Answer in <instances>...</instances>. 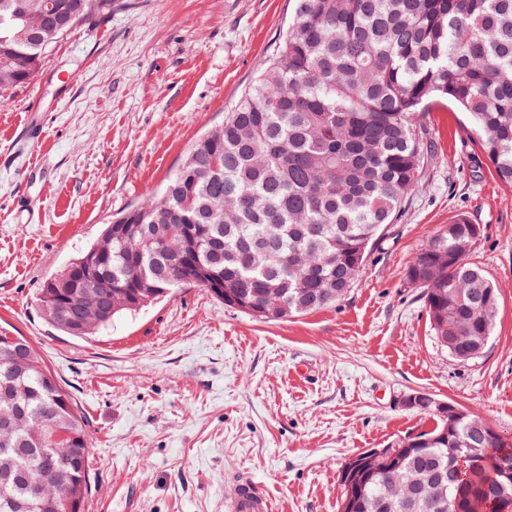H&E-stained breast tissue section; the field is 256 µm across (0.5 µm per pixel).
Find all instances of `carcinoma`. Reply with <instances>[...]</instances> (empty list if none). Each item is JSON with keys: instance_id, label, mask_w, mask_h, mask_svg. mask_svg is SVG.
Segmentation results:
<instances>
[{"instance_id": "cac0c4a2", "label": "carcinoma", "mask_w": 512, "mask_h": 512, "mask_svg": "<svg viewBox=\"0 0 512 512\" xmlns=\"http://www.w3.org/2000/svg\"><path fill=\"white\" fill-rule=\"evenodd\" d=\"M112 12V0H0V92L33 80L76 25ZM467 114L499 179L512 185V0H293L277 56L191 146L159 194L112 217L110 251L90 267L89 247L51 281L36 304L75 337L95 334L178 288L198 286L224 305L281 296L274 319L324 309L343 298L369 252L395 223L418 183L428 148L426 113ZM128 224H168L163 244H145ZM193 251L173 261L181 225ZM224 240L217 254L210 240ZM475 239L458 218L424 243L407 277L433 265L420 288L434 336L469 327L473 341L451 354L469 361L493 332L499 294L469 261ZM112 300L96 323L75 321L89 294ZM18 415L0 445V512H81L90 483L85 423L30 342L0 333V419ZM47 457L51 466L39 467ZM409 478L392 512L432 476L442 501L416 512H502L494 488L511 479L512 438H483L464 415L405 456Z\"/></svg>"}]
</instances>
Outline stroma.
<instances>
[{
    "instance_id": "obj_1",
    "label": "stroma",
    "mask_w": 512,
    "mask_h": 512,
    "mask_svg": "<svg viewBox=\"0 0 512 512\" xmlns=\"http://www.w3.org/2000/svg\"><path fill=\"white\" fill-rule=\"evenodd\" d=\"M292 5L116 0L0 94V329L36 347L85 416L83 512H224L241 478L273 512H339L349 458L433 427L405 405L415 392L512 435V186L460 112L427 113L419 183L333 306L264 322L180 288L88 339L40 313L42 282L222 124L275 56ZM456 215L480 226L470 259L499 291L494 333L467 362L437 342L406 276Z\"/></svg>"
}]
</instances>
